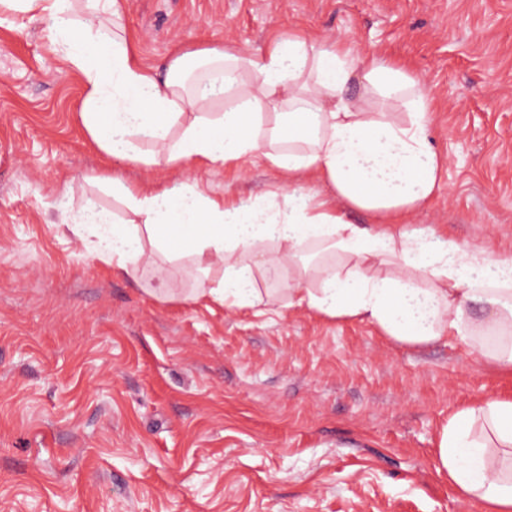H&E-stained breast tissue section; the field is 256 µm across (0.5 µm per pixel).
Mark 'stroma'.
Wrapping results in <instances>:
<instances>
[{
    "label": "stroma",
    "instance_id": "1",
    "mask_svg": "<svg viewBox=\"0 0 512 512\" xmlns=\"http://www.w3.org/2000/svg\"><path fill=\"white\" fill-rule=\"evenodd\" d=\"M143 62L228 43L261 54L308 29L403 63L433 95L434 195L400 224L512 255V0H124ZM85 85L47 23L0 11V512H483L462 506L435 448L464 405L512 399V377L457 340L399 345L366 322L278 301L192 300L219 268L146 251L131 277L70 227L86 203L129 221L94 176L233 202L282 180L262 158L211 170L105 158Z\"/></svg>",
    "mask_w": 512,
    "mask_h": 512
}]
</instances>
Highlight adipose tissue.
<instances>
[{
	"mask_svg": "<svg viewBox=\"0 0 512 512\" xmlns=\"http://www.w3.org/2000/svg\"><path fill=\"white\" fill-rule=\"evenodd\" d=\"M91 2L98 19L83 23L74 0L0 5L49 20L55 53L84 80L82 124L103 154L146 167L213 169L260 154L287 179L276 206L228 203L194 182L132 187L104 177L135 219L116 221L91 204L74 212V231L93 238L92 259L134 277L149 246L169 262L196 258L204 272L223 267L217 287L194 289L193 296H214L228 309L273 303L255 283L274 275L288 284L289 306L366 321L412 347L466 341L512 373V258L433 228L408 234L387 224L431 198L441 168L427 136L433 99L404 67L358 55L345 41L324 48L296 32L259 56L213 45L175 55L163 70L143 64L123 34L107 29L108 21L121 19L124 0ZM198 59L212 70L201 87L186 89L185 76ZM357 71L370 92L403 101L404 121L347 98ZM227 97L235 98L233 108L209 111L211 102ZM269 110L287 117L263 126ZM310 179L328 183L332 196L314 200L303 188ZM349 208L382 221L350 223ZM308 243L335 252L336 263L306 262ZM475 303L483 304L484 320L472 319ZM437 459L461 503L512 512V400L460 408L441 431Z\"/></svg>",
	"mask_w": 512,
	"mask_h": 512,
	"instance_id": "obj_1",
	"label": "adipose tissue"
}]
</instances>
